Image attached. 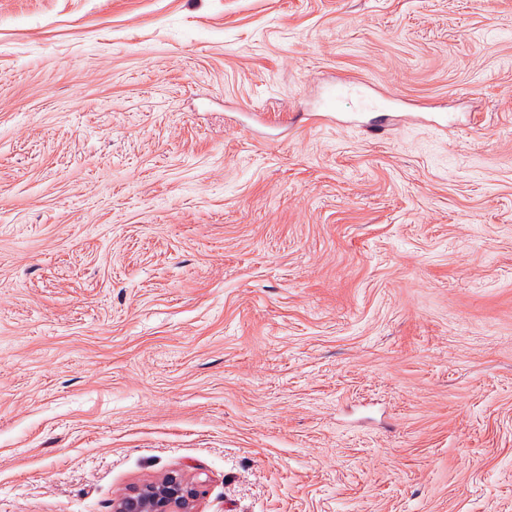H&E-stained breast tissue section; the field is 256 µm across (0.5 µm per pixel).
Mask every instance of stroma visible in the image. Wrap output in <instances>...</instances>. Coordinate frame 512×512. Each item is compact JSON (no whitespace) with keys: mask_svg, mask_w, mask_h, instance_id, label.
<instances>
[{"mask_svg":"<svg viewBox=\"0 0 512 512\" xmlns=\"http://www.w3.org/2000/svg\"><path fill=\"white\" fill-rule=\"evenodd\" d=\"M174 470L512 512V0H0V512ZM351 92V84L350 82H342L337 85L334 84L330 87L327 97L323 103V108L321 113L317 116L318 119L325 123L329 124L333 121V112H335L336 100L339 98L347 97Z\"/></svg>","mask_w":512,"mask_h":512,"instance_id":"obj_1","label":"stroma"}]
</instances>
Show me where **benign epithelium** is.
<instances>
[{
  "mask_svg": "<svg viewBox=\"0 0 512 512\" xmlns=\"http://www.w3.org/2000/svg\"><path fill=\"white\" fill-rule=\"evenodd\" d=\"M203 481L183 472L132 486L113 498L112 512H194Z\"/></svg>",
  "mask_w": 512,
  "mask_h": 512,
  "instance_id": "7a95c632",
  "label": "benign epithelium"
}]
</instances>
